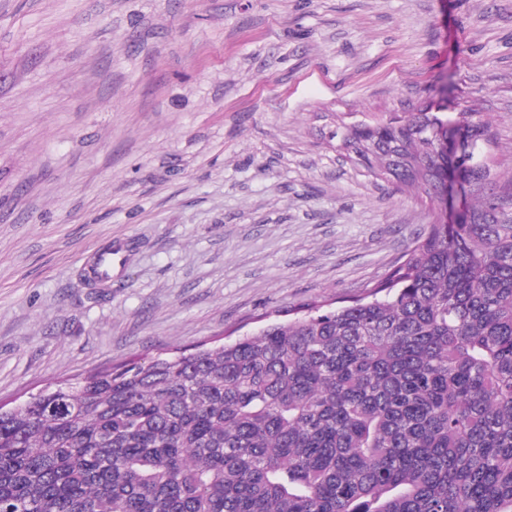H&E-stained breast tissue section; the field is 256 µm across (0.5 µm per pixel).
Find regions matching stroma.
<instances>
[{"label":"stroma","mask_w":512,"mask_h":512,"mask_svg":"<svg viewBox=\"0 0 512 512\" xmlns=\"http://www.w3.org/2000/svg\"><path fill=\"white\" fill-rule=\"evenodd\" d=\"M446 83L512 176V0H0V406L362 295L435 214L338 133ZM112 251L111 246H106L97 252L90 260L88 271L80 273V281L84 285H89L92 281L95 283L106 284L112 281V276L104 258V254Z\"/></svg>","instance_id":"35a3bbf8"}]
</instances>
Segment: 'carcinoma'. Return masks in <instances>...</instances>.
Instances as JSON below:
<instances>
[{"mask_svg":"<svg viewBox=\"0 0 512 512\" xmlns=\"http://www.w3.org/2000/svg\"><path fill=\"white\" fill-rule=\"evenodd\" d=\"M435 105L341 132L436 210L384 280L0 412V512H512V179L453 151L490 139L478 113Z\"/></svg>","mask_w":512,"mask_h":512,"instance_id":"cac0c4a2","label":"carcinoma"}]
</instances>
